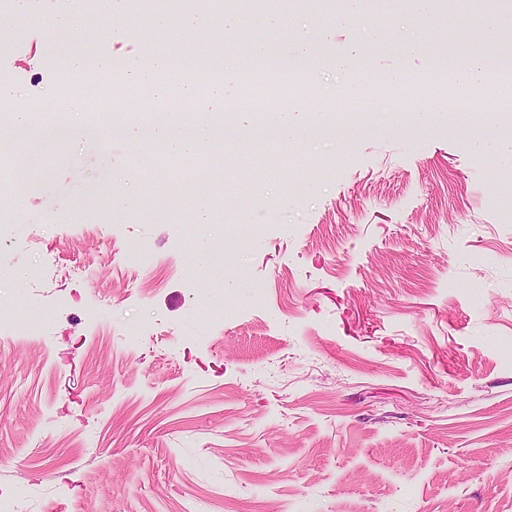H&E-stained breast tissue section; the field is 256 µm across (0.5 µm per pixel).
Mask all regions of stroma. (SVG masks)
<instances>
[{
  "mask_svg": "<svg viewBox=\"0 0 512 512\" xmlns=\"http://www.w3.org/2000/svg\"><path fill=\"white\" fill-rule=\"evenodd\" d=\"M317 2L272 0L229 34L211 0H183L174 41L152 15L102 2L73 30L58 24L64 0L0 10V83L56 121L98 95L138 115L136 91L109 81L131 57L166 53L167 83L199 84L201 63L244 58L278 18L281 64L299 32L319 31L297 107L344 127L277 159L267 139L238 137L256 152L246 173L224 151L234 129L217 136L224 221L206 227L156 211L167 182L198 177L195 158L158 178L124 135L107 151L135 211L99 194L101 151L78 136L47 151L36 192L5 184L27 201L0 222V311L45 316L29 334L0 331V495L25 492L22 512H512V212L489 204L512 152L481 113L485 144L452 133L457 90L439 72L449 50L486 45L408 0H369L347 27L328 22L339 0ZM375 21L432 36L404 59L374 42ZM357 44L379 75L436 76L434 93L385 85V112L345 115L357 78L325 62ZM223 84L224 108L251 104L258 126L288 105L262 101L247 73ZM424 110L431 125L412 127ZM396 120L405 133L386 132ZM218 237L216 277L197 254ZM76 261L89 279L57 276Z\"/></svg>",
  "mask_w": 512,
  "mask_h": 512,
  "instance_id": "35a3bbf8",
  "label": "stroma"
}]
</instances>
